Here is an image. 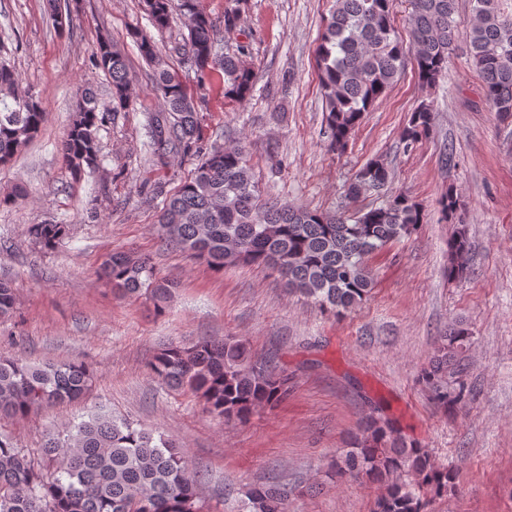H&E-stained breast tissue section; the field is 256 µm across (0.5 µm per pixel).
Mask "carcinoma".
<instances>
[{"mask_svg":"<svg viewBox=\"0 0 512 512\" xmlns=\"http://www.w3.org/2000/svg\"><path fill=\"white\" fill-rule=\"evenodd\" d=\"M512 0H471L469 54L484 83V100L502 120L512 119ZM409 43L394 27V0H333L317 48L316 65L326 104L329 149L339 155L366 112L400 78L412 57L418 80L438 83L455 50L457 0H408ZM218 27L200 0H179L188 34L181 59L198 73L197 81L216 76L224 97L246 100L254 73L246 51L218 53L219 32L240 27L248 0H233ZM152 25L163 30L174 21L172 0H145ZM130 37L141 58L153 68L152 91L163 107L147 113V146L152 165L162 169L173 156L192 160L190 175L171 194L157 182L154 197L163 198L158 236L220 269L250 264L276 272L286 286L335 316L354 311L374 288L369 257L411 235L423 222L420 206L394 195L348 220L304 206L257 195L242 147H218L205 139L200 110L204 97L193 98L162 49L135 29ZM92 65L111 79L112 104L127 106L135 95L128 65L108 35L100 36ZM109 110L94 90L81 88L68 130L61 141L63 159L74 179L99 168L100 127ZM45 112L36 97L20 87L18 74L0 65V165L9 163L39 132ZM434 123L433 104L423 101L403 132L409 150L427 137ZM391 172L380 161L366 163L348 184L357 199L380 193ZM445 218L457 212L453 188L439 200ZM30 236L46 249L57 247L68 225L33 224ZM470 242L465 229L448 241V278L469 272ZM100 278L125 297H150L161 304L174 285L158 278L146 257L114 252ZM15 294L0 280V318L13 314ZM467 329L455 326L442 337L421 374L436 408L446 414L468 403ZM154 374L176 390L200 398L208 411L226 421H243L261 405L288 398L287 379L276 366L251 362L245 345L233 338L202 339L162 349ZM93 382L91 371L71 362L31 363L0 357V419L23 418L44 406H67L81 400ZM42 461L14 446L0 433V512H201L195 475L186 453L172 440L103 409L70 421L61 431L42 437ZM336 474H349L382 486L373 512H426L429 499L456 488V472L435 464L416 441L403 438L387 420L361 421ZM293 490L272 482L247 492L243 512H288Z\"/></svg>","mask_w":512,"mask_h":512,"instance_id":"cac0c4a2","label":"carcinoma"}]
</instances>
